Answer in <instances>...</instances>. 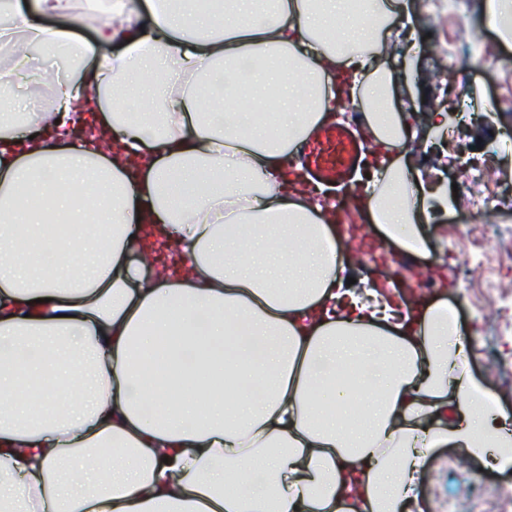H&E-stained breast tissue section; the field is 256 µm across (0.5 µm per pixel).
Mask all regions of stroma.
Wrapping results in <instances>:
<instances>
[{"label": "stroma", "instance_id": "stroma-1", "mask_svg": "<svg viewBox=\"0 0 512 512\" xmlns=\"http://www.w3.org/2000/svg\"><path fill=\"white\" fill-rule=\"evenodd\" d=\"M407 27L412 39L394 38L383 57L387 67L400 68L394 85L395 107H408V123L417 131L408 148L411 175L427 188L457 185L452 205L432 202L430 217L422 225L427 240L425 256H412L395 244L383 241L363 208L346 210V191L335 199L337 213H350L352 223L340 226L346 254L356 257V270L367 286L401 296L403 309L416 311L444 298L456 307L460 329L472 342L469 370L476 380L512 415V319L507 332L495 335L498 317L494 306L478 308L475 295L483 280L486 241L512 230V208L499 209L493 224L473 221L469 189L461 183V162L481 163L489 149L508 143L507 153L498 155L491 178L495 185L512 187V48L483 25L486 0H465L459 8L435 9L410 0ZM430 40L436 51L423 48L410 54L412 43ZM455 66H448L449 57ZM471 101L480 120L455 127L450 144L439 141L440 133L428 126L432 112L455 111L458 100ZM432 281L428 290L408 292L412 275ZM459 448H436L423 471L421 494L425 512H472L474 486L512 485V465L481 466L464 461Z\"/></svg>", "mask_w": 512, "mask_h": 512}]
</instances>
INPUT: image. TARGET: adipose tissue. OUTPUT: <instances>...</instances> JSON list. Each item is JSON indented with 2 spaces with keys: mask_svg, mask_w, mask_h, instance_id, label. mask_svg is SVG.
I'll list each match as a JSON object with an SVG mask.
<instances>
[{
  "mask_svg": "<svg viewBox=\"0 0 512 512\" xmlns=\"http://www.w3.org/2000/svg\"><path fill=\"white\" fill-rule=\"evenodd\" d=\"M99 2L92 40L75 0H9L0 26L25 47L0 92L46 101L0 115V512H423L431 449L512 461L452 308L349 286L328 189L286 173L352 83L385 149L363 205L424 252L381 62L408 0ZM32 48L76 64L46 89ZM81 85L109 152L47 134ZM153 238L180 249L157 278Z\"/></svg>",
  "mask_w": 512,
  "mask_h": 512,
  "instance_id": "obj_1",
  "label": "adipose tissue"
}]
</instances>
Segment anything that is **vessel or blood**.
<instances>
[{"mask_svg":"<svg viewBox=\"0 0 512 512\" xmlns=\"http://www.w3.org/2000/svg\"><path fill=\"white\" fill-rule=\"evenodd\" d=\"M361 152V144L352 128L326 124L301 144L299 161L317 180L340 183L355 168Z\"/></svg>","mask_w":512,"mask_h":512,"instance_id":"obj_1","label":"vessel or blood"}]
</instances>
